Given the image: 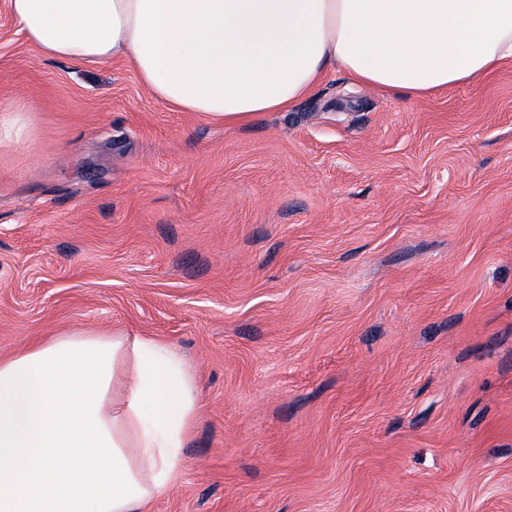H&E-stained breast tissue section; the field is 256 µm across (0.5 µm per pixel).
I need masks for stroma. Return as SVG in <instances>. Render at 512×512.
Segmentation results:
<instances>
[{
    "instance_id": "35a3bbf8",
    "label": "stroma",
    "mask_w": 512,
    "mask_h": 512,
    "mask_svg": "<svg viewBox=\"0 0 512 512\" xmlns=\"http://www.w3.org/2000/svg\"><path fill=\"white\" fill-rule=\"evenodd\" d=\"M0 357L154 336L196 380L150 512H512V60L410 97L330 71L243 124L0 0ZM25 111L9 110L0 114V143L18 142L26 126Z\"/></svg>"
}]
</instances>
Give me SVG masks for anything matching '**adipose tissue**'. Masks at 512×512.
Masks as SVG:
<instances>
[{"label": "adipose tissue", "instance_id": "adipose-tissue-1", "mask_svg": "<svg viewBox=\"0 0 512 512\" xmlns=\"http://www.w3.org/2000/svg\"><path fill=\"white\" fill-rule=\"evenodd\" d=\"M41 54L124 58L217 123L288 109L328 69L409 95L512 59V0H8ZM194 378L151 336L71 330L0 358V512H144L181 469Z\"/></svg>", "mask_w": 512, "mask_h": 512}]
</instances>
